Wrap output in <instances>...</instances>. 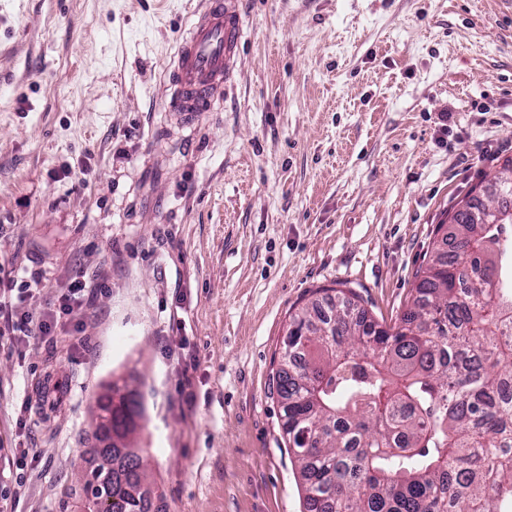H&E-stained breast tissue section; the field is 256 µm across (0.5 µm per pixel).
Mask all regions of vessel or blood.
<instances>
[{"label": "vessel or blood", "instance_id": "vessel-or-blood-1", "mask_svg": "<svg viewBox=\"0 0 512 512\" xmlns=\"http://www.w3.org/2000/svg\"><path fill=\"white\" fill-rule=\"evenodd\" d=\"M240 0H202L168 75L172 111L191 118L210 111L232 79L246 28Z\"/></svg>", "mask_w": 512, "mask_h": 512}]
</instances>
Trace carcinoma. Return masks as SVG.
Returning a JSON list of instances; mask_svg holds the SVG:
<instances>
[{
  "mask_svg": "<svg viewBox=\"0 0 512 512\" xmlns=\"http://www.w3.org/2000/svg\"><path fill=\"white\" fill-rule=\"evenodd\" d=\"M480 210L451 225L388 325L350 288H321L288 331L270 394L282 409L306 512H512V223ZM88 509L164 512L137 486L142 456L113 439L142 428L138 394L99 398Z\"/></svg>",
  "mask_w": 512,
  "mask_h": 512,
  "instance_id": "obj_1",
  "label": "carcinoma"
}]
</instances>
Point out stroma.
I'll return each instance as SVG.
<instances>
[{
	"label": "stroma",
	"instance_id": "1",
	"mask_svg": "<svg viewBox=\"0 0 512 512\" xmlns=\"http://www.w3.org/2000/svg\"><path fill=\"white\" fill-rule=\"evenodd\" d=\"M199 0H0V277L53 336L0 338V512L73 496L111 381L167 512H302L269 393L288 320L345 285L394 323L438 224L512 158L503 0H241L211 111H168ZM13 282L14 280L7 284V288H3L4 297L7 292H10L12 295V292L17 290L15 306H12V303H10L11 324H8V328L14 336L19 333L18 336L25 337L41 336L42 338H45V336H51L53 328L58 324L60 319H72L85 314L83 302L88 290L90 295L96 290L101 291L103 289L92 288L90 285H87V282L84 279H80L78 277L74 278L69 288H67V291L62 293L58 298L57 307L43 315L42 319L37 324L38 331H35L32 328L34 324L33 312L29 310L27 305H24L28 297L33 298L30 293V291L33 290L30 288L31 284H29L28 281H21L19 288H15L17 282L15 284H13Z\"/></svg>",
	"mask_w": 512,
	"mask_h": 512
}]
</instances>
